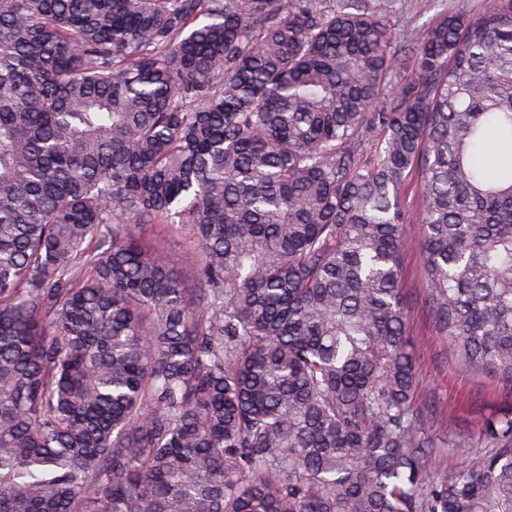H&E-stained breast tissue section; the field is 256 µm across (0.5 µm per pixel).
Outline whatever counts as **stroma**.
I'll use <instances>...</instances> for the list:
<instances>
[{
	"mask_svg": "<svg viewBox=\"0 0 512 512\" xmlns=\"http://www.w3.org/2000/svg\"><path fill=\"white\" fill-rule=\"evenodd\" d=\"M426 283L418 232H411L402 254V295L407 336L416 361L415 405L438 447L430 460L434 478L444 479L454 463L479 460L486 451L482 423L512 409L492 376L465 370L446 340L437 336L425 299Z\"/></svg>",
	"mask_w": 512,
	"mask_h": 512,
	"instance_id": "obj_1",
	"label": "stroma"
}]
</instances>
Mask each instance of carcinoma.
<instances>
[{"mask_svg":"<svg viewBox=\"0 0 512 512\" xmlns=\"http://www.w3.org/2000/svg\"><path fill=\"white\" fill-rule=\"evenodd\" d=\"M389 15L0 0V512H512V412L431 477L400 288L412 189L512 393V0ZM396 5L392 8L391 25L396 37H402L404 34L411 31H418L425 27L429 22L436 19V12L434 10L420 15L416 8L415 1L419 0H395ZM155 234L166 244L171 269L177 274L185 273L197 259L194 249L183 233H175L167 227L156 226ZM161 229V230H160Z\"/></svg>","mask_w":512,"mask_h":512,"instance_id":"cac0c4a2","label":"carcinoma"}]
</instances>
